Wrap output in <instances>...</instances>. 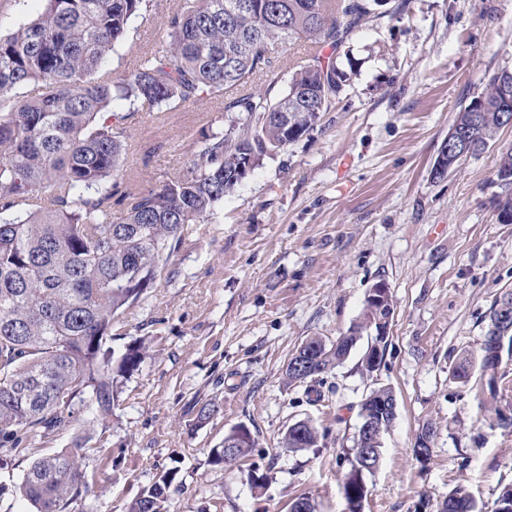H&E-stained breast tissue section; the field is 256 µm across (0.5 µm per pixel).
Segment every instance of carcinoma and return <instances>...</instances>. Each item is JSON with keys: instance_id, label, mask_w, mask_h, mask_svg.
<instances>
[{"instance_id": "cac0c4a2", "label": "carcinoma", "mask_w": 512, "mask_h": 512, "mask_svg": "<svg viewBox=\"0 0 512 512\" xmlns=\"http://www.w3.org/2000/svg\"><path fill=\"white\" fill-rule=\"evenodd\" d=\"M42 11L15 31L0 34V468L29 457L36 445L72 433L68 446L31 461L18 493L35 512H94L86 460L103 452L80 432V410L92 403L105 416L118 401V383L138 371L143 343L118 357L112 350L115 318L157 286L188 224L212 222L216 207L260 162L317 130L321 114L343 93L355 62L339 51L366 21L387 14L385 0H189L167 20L166 40L132 70L112 76L105 62L127 36L133 18L153 0H43ZM309 44L282 92L277 44ZM330 50L324 54L323 50ZM264 80V89L252 88ZM33 85L37 93L18 96ZM512 71L493 73L455 123L480 148L495 141ZM204 97L224 99L234 114L229 128L194 142L188 165L155 188L125 178L123 155L135 105L177 109ZM288 113L287 136L278 113ZM494 185L498 221L512 224V150L500 156ZM512 289L495 298L476 353L456 354L462 377L478 372L474 388L496 395L508 344L495 339ZM363 308L338 345L311 337L308 370L287 364L289 385L316 380L370 336L361 361L376 371L389 337L368 327ZM308 421L288 426L283 448L317 445ZM252 434L233 428L210 449L209 462L232 466L255 447ZM342 484L347 512H362L379 448H352ZM178 472L166 471L143 489L126 512H166ZM440 512H478L473 494L458 488Z\"/></svg>"}]
</instances>
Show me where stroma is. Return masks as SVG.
Returning a JSON list of instances; mask_svg holds the SVG:
<instances>
[{"mask_svg":"<svg viewBox=\"0 0 512 512\" xmlns=\"http://www.w3.org/2000/svg\"><path fill=\"white\" fill-rule=\"evenodd\" d=\"M181 0H155L133 18L108 59L113 76L166 38ZM390 15L364 23L347 42L356 72L311 135L266 157L224 198L211 224L188 225L157 288L116 319L112 346L144 339L148 356L125 380L109 421V458L88 471L103 496L97 512H125L162 471L177 468L170 512H288L309 496L316 512H344L342 480L361 422V403L391 387L397 416L382 460L368 474L363 512H439L459 485L492 512L512 483V431L494 427L512 410V359L503 394L476 396L451 375L457 352L478 351L486 315L512 288V224L499 223L494 180L512 127L443 180L432 164L459 106L489 77L512 70V0H390ZM220 100L175 110L140 109L123 165L130 182L158 186L188 162V142L228 129ZM395 305L379 369L363 374L366 341L325 374L320 402L284 370L296 348L347 333L377 282ZM217 411L192 424L195 399ZM310 420L317 446L291 452L286 427ZM432 425L427 463L413 454ZM257 446L242 465L208 462L232 428ZM266 474L255 492L251 470Z\"/></svg>","mask_w":512,"mask_h":512,"instance_id":"1","label":"stroma"}]
</instances>
